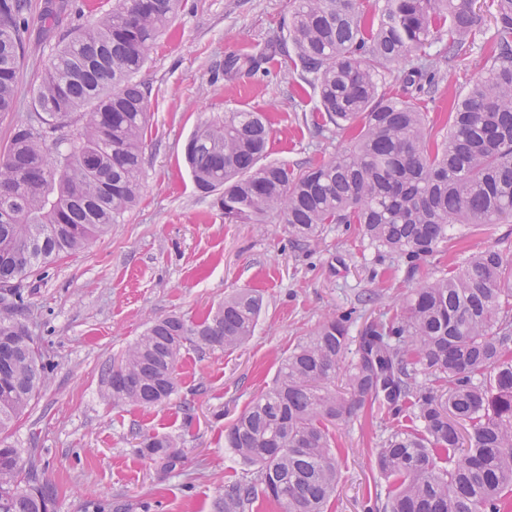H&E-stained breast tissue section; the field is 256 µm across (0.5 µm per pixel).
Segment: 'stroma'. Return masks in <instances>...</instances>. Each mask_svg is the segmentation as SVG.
Returning <instances> with one entry per match:
<instances>
[{
  "label": "stroma",
  "instance_id": "obj_1",
  "mask_svg": "<svg viewBox=\"0 0 512 512\" xmlns=\"http://www.w3.org/2000/svg\"><path fill=\"white\" fill-rule=\"evenodd\" d=\"M475 7L486 37L441 82L439 98L429 105L434 122L443 121L490 52L494 0H476ZM293 9L294 0H180L139 75L150 88L152 113L140 204L87 250L58 260L24 289L22 317L52 368L47 387L11 435L19 447L36 449L57 489L56 512H110L116 504L130 512H219L225 484L245 470L224 434L273 384L294 344L330 313H352L350 333L359 335L366 322L399 312L416 286L417 278L379 255L357 228L333 224L297 248L279 221L225 223L215 197L194 189L184 162L187 140L201 122L228 109L267 114L270 161L299 169L349 145V133L333 127L314 134L318 91L283 56L231 81L222 75L225 57L286 41ZM58 40V33L43 34L30 21L18 104L0 114V150L32 112L33 84ZM490 245L512 254V223L488 224L440 247L418 278ZM245 288L262 293L264 307L244 346L187 349L177 365L178 391L162 404L115 406L103 396V365L144 331L148 317L193 320ZM387 428L363 415L336 432L341 468L332 512H364L370 497L386 493L375 453ZM146 436L177 442L185 456L180 473H165L160 459L140 455Z\"/></svg>",
  "mask_w": 512,
  "mask_h": 512
}]
</instances>
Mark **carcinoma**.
Here are the masks:
<instances>
[{
    "instance_id": "cac0c4a2",
    "label": "carcinoma",
    "mask_w": 512,
    "mask_h": 512,
    "mask_svg": "<svg viewBox=\"0 0 512 512\" xmlns=\"http://www.w3.org/2000/svg\"><path fill=\"white\" fill-rule=\"evenodd\" d=\"M111 2L104 18L56 44L37 78L34 112L0 152V512H52L56 503L34 450L1 437L47 382L44 356L19 319L23 283L88 248L140 196L150 113L149 86L138 75L179 0ZM496 7L493 51L453 102L444 133L428 119L441 77L427 48L448 32L453 67L483 34L475 0H378L372 14L362 0H296L292 53L276 50L316 85L315 133L328 123L349 129L350 147L299 170L265 163L263 113L227 110L186 144L196 188L221 192L224 222L277 219L297 247L329 224H356L411 276L450 240L453 225L511 222L512 0ZM29 8V0H0V113L17 104ZM65 10L63 0H47L41 26L59 27ZM412 56L417 65L401 93L383 92ZM264 60V52L228 56L223 72H256ZM262 308V295L244 289L198 321H151L102 369L105 395L114 405L163 403L177 390L183 350L241 346ZM367 403L394 420L375 457L388 493L368 512H512L511 257L489 246L462 258L356 340L333 314L298 341L273 386L224 435L249 470L224 486L221 512H252L261 497L285 512H324L339 480L330 427ZM141 454L169 473L185 462L168 437L144 438Z\"/></svg>"
}]
</instances>
